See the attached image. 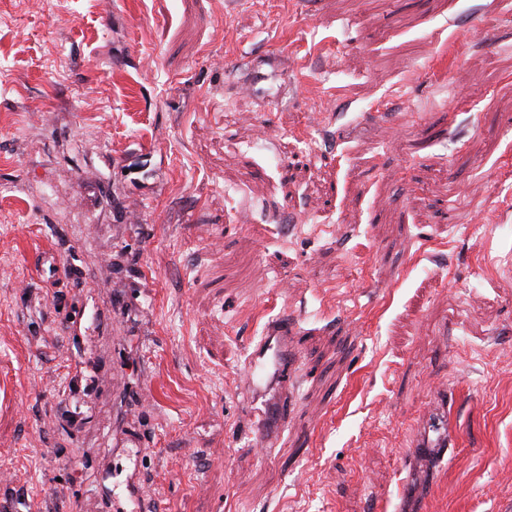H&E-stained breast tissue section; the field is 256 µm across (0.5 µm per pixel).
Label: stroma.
Wrapping results in <instances>:
<instances>
[{
	"label": "stroma",
	"instance_id": "1",
	"mask_svg": "<svg viewBox=\"0 0 512 512\" xmlns=\"http://www.w3.org/2000/svg\"><path fill=\"white\" fill-rule=\"evenodd\" d=\"M0 470V512H512V0H0ZM267 335L254 346L243 374L257 398L278 382L282 385L288 382L287 373L284 372L285 360L288 358V341L296 340L295 336H288L287 316L272 325ZM431 414L422 422L425 441L420 448H434L436 453L443 456L449 447L446 416L440 407L433 408Z\"/></svg>",
	"mask_w": 512,
	"mask_h": 512
}]
</instances>
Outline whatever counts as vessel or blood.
Listing matches in <instances>:
<instances>
[{"mask_svg": "<svg viewBox=\"0 0 512 512\" xmlns=\"http://www.w3.org/2000/svg\"><path fill=\"white\" fill-rule=\"evenodd\" d=\"M288 321L280 319L272 325L267 336L257 343L245 364L244 377L254 396H262L265 390L279 383H287L285 361L288 357ZM425 447L445 454L449 447L446 416L441 408H433L422 422Z\"/></svg>", "mask_w": 512, "mask_h": 512, "instance_id": "1", "label": "vessel or blood"}]
</instances>
